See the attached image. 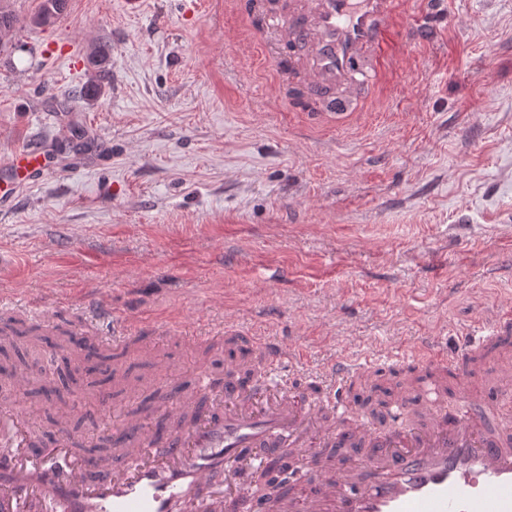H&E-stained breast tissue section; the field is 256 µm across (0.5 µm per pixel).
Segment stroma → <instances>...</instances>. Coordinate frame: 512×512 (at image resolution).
Returning <instances> with one entry per match:
<instances>
[{
	"label": "stroma",
	"instance_id": "obj_1",
	"mask_svg": "<svg viewBox=\"0 0 512 512\" xmlns=\"http://www.w3.org/2000/svg\"><path fill=\"white\" fill-rule=\"evenodd\" d=\"M41 0L0 41V158L34 144L44 171L0 198V317L98 338L131 383L111 414L80 394L63 416L99 447L165 377L229 355L182 332L232 325L302 352L307 384L331 358H377L386 386L415 376L382 360L428 336L454 348L512 303V0H402L396 63L343 118L296 109L278 64L232 0ZM435 25L433 39L413 33ZM109 49L102 92L91 49ZM67 0H43L40 11L30 19L37 26H48L54 23L65 11Z\"/></svg>",
	"mask_w": 512,
	"mask_h": 512
}]
</instances>
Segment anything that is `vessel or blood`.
I'll use <instances>...</instances> for the list:
<instances>
[{"label":"vessel or blood","mask_w":512,"mask_h":512,"mask_svg":"<svg viewBox=\"0 0 512 512\" xmlns=\"http://www.w3.org/2000/svg\"><path fill=\"white\" fill-rule=\"evenodd\" d=\"M259 12L258 40L274 36L283 49L278 68L302 86L310 101L330 98L344 114L365 97L369 78L391 58L400 0H246ZM29 145L7 160L14 184L39 168ZM512 307L473 326L451 352L429 338L410 361L432 381L418 404L395 402L384 427L349 418L337 383L368 375L370 359L330 360L297 389L280 366L298 360L290 345L228 331L249 353L252 375L241 363L223 373L199 371L189 393L174 396L163 427L133 415L117 440L111 463L75 452L74 439L32 446L20 402L29 386L16 377L0 406V512H267L255 484L271 464L292 491L279 512H512V418L501 405L472 392L469 366L495 344L502 364L496 387L512 393ZM457 371L456 398L444 379ZM356 448L347 469H335L332 449Z\"/></svg>","instance_id":"vessel-or-blood-1"}]
</instances>
